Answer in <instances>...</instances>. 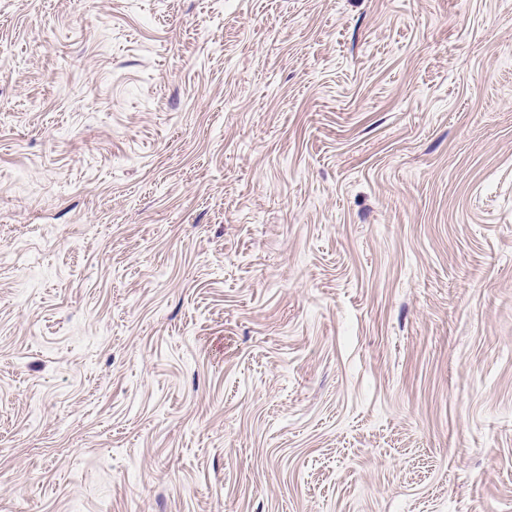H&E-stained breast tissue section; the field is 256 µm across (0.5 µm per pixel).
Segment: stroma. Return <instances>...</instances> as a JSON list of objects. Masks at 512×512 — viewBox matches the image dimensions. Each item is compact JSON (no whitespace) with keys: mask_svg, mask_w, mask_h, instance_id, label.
I'll return each instance as SVG.
<instances>
[{"mask_svg":"<svg viewBox=\"0 0 512 512\" xmlns=\"http://www.w3.org/2000/svg\"><path fill=\"white\" fill-rule=\"evenodd\" d=\"M0 512H512V0H0Z\"/></svg>","mask_w":512,"mask_h":512,"instance_id":"stroma-1","label":"stroma"}]
</instances>
